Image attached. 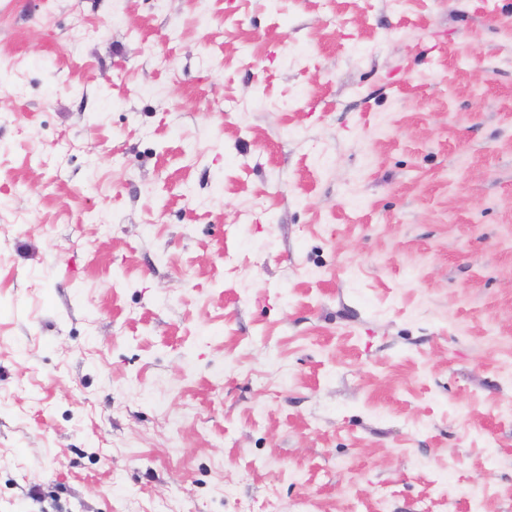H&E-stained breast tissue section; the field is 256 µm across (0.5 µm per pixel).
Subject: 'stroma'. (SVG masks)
I'll use <instances>...</instances> for the list:
<instances>
[{
    "label": "stroma",
    "mask_w": 512,
    "mask_h": 512,
    "mask_svg": "<svg viewBox=\"0 0 512 512\" xmlns=\"http://www.w3.org/2000/svg\"><path fill=\"white\" fill-rule=\"evenodd\" d=\"M0 512H512V0H0Z\"/></svg>",
    "instance_id": "obj_1"
}]
</instances>
